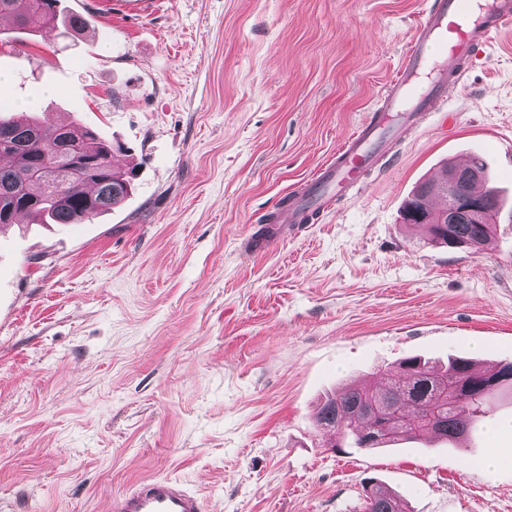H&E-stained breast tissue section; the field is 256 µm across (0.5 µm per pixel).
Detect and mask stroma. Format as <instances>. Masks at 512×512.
<instances>
[{
  "instance_id": "stroma-1",
  "label": "stroma",
  "mask_w": 512,
  "mask_h": 512,
  "mask_svg": "<svg viewBox=\"0 0 512 512\" xmlns=\"http://www.w3.org/2000/svg\"><path fill=\"white\" fill-rule=\"evenodd\" d=\"M61 6L87 31L0 20V102L99 130L135 177L85 223L0 227L5 512H106L152 475L208 512H366V477L407 512H512V433H490L510 399L459 444L339 454L313 425L322 396L407 356L512 362V27L449 90V121L422 118L362 190L249 255L369 114L425 0ZM465 153L502 199L480 251L402 216Z\"/></svg>"
}]
</instances>
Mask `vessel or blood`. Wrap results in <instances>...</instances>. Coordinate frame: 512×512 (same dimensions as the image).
<instances>
[{
    "instance_id": "b4317fda",
    "label": "vessel or blood",
    "mask_w": 512,
    "mask_h": 512,
    "mask_svg": "<svg viewBox=\"0 0 512 512\" xmlns=\"http://www.w3.org/2000/svg\"><path fill=\"white\" fill-rule=\"evenodd\" d=\"M512 25V0H426L396 75L385 85L373 112L349 134L334 159L306 182L314 209L325 208L339 193L359 186L373 163L378 144L409 121L448 98L462 86L469 63L487 44L491 32ZM304 211L297 199L280 206L274 221L301 226ZM107 512H207L205 499L180 480L152 476L110 497Z\"/></svg>"
}]
</instances>
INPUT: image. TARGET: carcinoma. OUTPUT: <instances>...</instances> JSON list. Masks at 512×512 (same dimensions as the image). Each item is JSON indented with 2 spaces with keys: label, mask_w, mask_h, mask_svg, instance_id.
<instances>
[{
  "label": "carcinoma",
  "mask_w": 512,
  "mask_h": 512,
  "mask_svg": "<svg viewBox=\"0 0 512 512\" xmlns=\"http://www.w3.org/2000/svg\"><path fill=\"white\" fill-rule=\"evenodd\" d=\"M60 0H0V16L20 28L36 30L55 24ZM10 164L0 167V225L25 213L42 224H80L121 204L131 189L130 175L114 165L112 146L97 131L76 122L46 123L22 119L0 103V155ZM483 190L489 213L498 210V194L487 183ZM448 182L423 181L405 206L430 214L434 196L445 195ZM437 244L480 248L488 243L493 225L428 224ZM512 389V363L480 368L468 359L448 357L437 368L418 356L404 357L387 381L368 379L323 400L316 412L318 430L337 438L333 448H382L400 437L441 434L453 443L473 431L492 412L496 395ZM384 409L376 414L373 407ZM366 512H405L402 500L376 480L363 482Z\"/></svg>",
  "instance_id": "cac0c4a2"
}]
</instances>
